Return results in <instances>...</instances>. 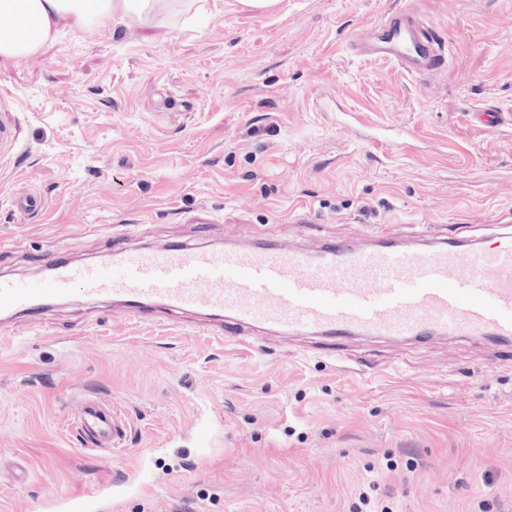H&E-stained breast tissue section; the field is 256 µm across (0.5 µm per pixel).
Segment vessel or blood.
Here are the masks:
<instances>
[{
    "mask_svg": "<svg viewBox=\"0 0 512 512\" xmlns=\"http://www.w3.org/2000/svg\"><path fill=\"white\" fill-rule=\"evenodd\" d=\"M359 56L396 64L431 82L447 72L446 42L415 8L389 10L353 33ZM486 249L441 237L412 246L336 241L310 254L272 242L226 250L196 245L137 250L75 263L58 248L37 259L41 277L0 279V319L38 324L48 301L109 296L128 316L193 311L222 326L225 339L251 328L312 334L327 345L355 336L426 342L448 336L512 347V226ZM77 430L91 449L120 451L125 424L111 404L74 401ZM101 493L70 495L66 512H100Z\"/></svg>",
    "mask_w": 512,
    "mask_h": 512,
    "instance_id": "1",
    "label": "vessel or blood"
}]
</instances>
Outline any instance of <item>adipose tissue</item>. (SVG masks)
I'll return each instance as SVG.
<instances>
[{
    "label": "adipose tissue",
    "mask_w": 512,
    "mask_h": 512,
    "mask_svg": "<svg viewBox=\"0 0 512 512\" xmlns=\"http://www.w3.org/2000/svg\"><path fill=\"white\" fill-rule=\"evenodd\" d=\"M182 0H0V59L16 60L54 43L61 28L86 32L111 22L159 28Z\"/></svg>",
    "instance_id": "1"
}]
</instances>
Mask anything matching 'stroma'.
<instances>
[{"label": "stroma", "mask_w": 512, "mask_h": 512, "mask_svg": "<svg viewBox=\"0 0 512 512\" xmlns=\"http://www.w3.org/2000/svg\"><path fill=\"white\" fill-rule=\"evenodd\" d=\"M400 2L208 0L198 31L66 28L0 61V124L17 138L0 157V278L38 276L30 255L51 243L76 262L256 239L312 252L449 224L490 244L489 225H512V0H410L446 41L428 86L348 47ZM26 194L41 212L12 210ZM176 318L75 296L41 330L0 332V512L97 490L118 493L111 512H359L369 487L392 512H512L503 349L355 338L360 374L307 336L228 342L192 328L198 313ZM75 395L119 408L122 452L84 447Z\"/></svg>", "instance_id": "35a3bbf8"}]
</instances>
